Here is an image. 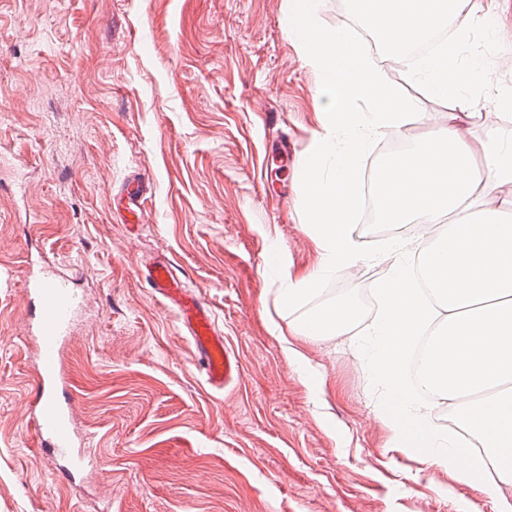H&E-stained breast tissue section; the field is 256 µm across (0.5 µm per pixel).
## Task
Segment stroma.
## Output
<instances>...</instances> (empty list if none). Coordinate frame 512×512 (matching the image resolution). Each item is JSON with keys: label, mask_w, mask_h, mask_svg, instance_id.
Instances as JSON below:
<instances>
[{"label": "stroma", "mask_w": 512, "mask_h": 512, "mask_svg": "<svg viewBox=\"0 0 512 512\" xmlns=\"http://www.w3.org/2000/svg\"><path fill=\"white\" fill-rule=\"evenodd\" d=\"M482 61L491 88L468 132L503 127L512 87V0ZM291 0H0V512H493L489 496L388 450L382 388L360 347L367 324L299 341L323 383L299 377L278 336L265 274L280 251L317 255L302 213V162L322 128L320 78L289 22ZM373 62L436 133L451 103ZM146 222H121L134 173ZM66 270L87 302L62 367L94 459L76 481L38 447L27 263ZM170 260L213 309L240 378L207 385L197 351L141 275ZM381 268H342L327 295L370 297Z\"/></svg>", "instance_id": "obj_1"}]
</instances>
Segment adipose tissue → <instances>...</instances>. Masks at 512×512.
Returning <instances> with one entry per match:
<instances>
[{
	"instance_id": "obj_1",
	"label": "adipose tissue",
	"mask_w": 512,
	"mask_h": 512,
	"mask_svg": "<svg viewBox=\"0 0 512 512\" xmlns=\"http://www.w3.org/2000/svg\"><path fill=\"white\" fill-rule=\"evenodd\" d=\"M387 50L403 53L409 39L459 21L467 42L474 19L494 31L495 5L480 17L463 0H349ZM440 48L419 74L439 97L464 96L488 85L480 59L453 64ZM464 108L445 113L440 133L380 165L381 204L390 223L419 216L431 222L432 243L411 255L402 244L378 256L384 272L375 286L378 312L363 354L383 388L376 419L391 450L445 471L490 494L494 512H512V221L495 191L512 185V129L469 137ZM464 209L462 218L443 215ZM358 318L354 302L340 300L306 315L280 342L304 381L316 372L296 340L339 335ZM435 408L460 418L486 448L488 459L462 447L452 430L436 427Z\"/></svg>"
}]
</instances>
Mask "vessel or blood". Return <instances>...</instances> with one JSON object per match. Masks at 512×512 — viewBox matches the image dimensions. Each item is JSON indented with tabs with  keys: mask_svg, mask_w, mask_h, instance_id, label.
Here are the masks:
<instances>
[{
	"mask_svg": "<svg viewBox=\"0 0 512 512\" xmlns=\"http://www.w3.org/2000/svg\"><path fill=\"white\" fill-rule=\"evenodd\" d=\"M143 179L129 182L123 190L124 221L139 226L145 221ZM147 279L159 301L176 316L178 329L195 345L207 383L221 390L240 376L235 357L224 345V332L199 295L191 293L171 263L160 261L147 270ZM38 347V383L29 403L34 437L39 447L63 462L61 474L74 478L89 462L86 444L76 435L73 422L77 400L58 369L61 351L72 334V325L82 306L68 277L52 267L28 286Z\"/></svg>",
	"mask_w": 512,
	"mask_h": 512,
	"instance_id": "1",
	"label": "vessel or blood"
}]
</instances>
